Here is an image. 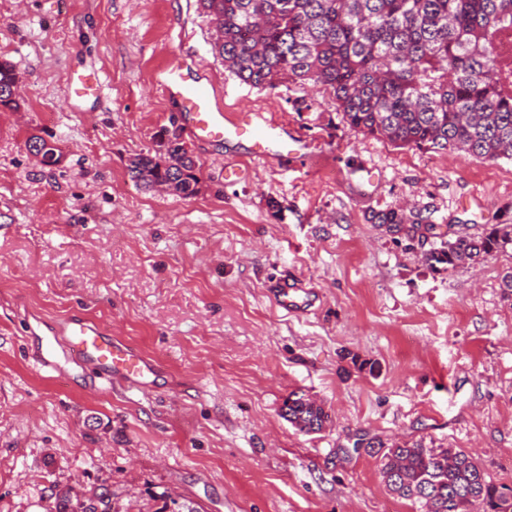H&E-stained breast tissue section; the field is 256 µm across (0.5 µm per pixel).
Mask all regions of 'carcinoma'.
I'll list each match as a JSON object with an SVG mask.
<instances>
[{"instance_id": "carcinoma-1", "label": "carcinoma", "mask_w": 512, "mask_h": 512, "mask_svg": "<svg viewBox=\"0 0 512 512\" xmlns=\"http://www.w3.org/2000/svg\"><path fill=\"white\" fill-rule=\"evenodd\" d=\"M215 31L212 51L225 68L254 87L282 80L330 89L349 130L396 147L455 150L484 160L512 162V60L501 52V33L512 29V0H197ZM18 73L0 62V107L16 109ZM128 173L137 186L174 185L197 192L196 164L183 141L137 154ZM396 229H417L421 217L399 209L373 216ZM512 245V224L482 236L458 235L429 260L448 269L476 265ZM288 421L305 432L329 422L324 407L298 397ZM368 446L394 496L424 512H512V488L487 480L461 448L445 456L416 440Z\"/></svg>"}]
</instances>
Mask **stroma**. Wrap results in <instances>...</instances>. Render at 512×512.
<instances>
[{
  "label": "stroma",
  "instance_id": "1",
  "mask_svg": "<svg viewBox=\"0 0 512 512\" xmlns=\"http://www.w3.org/2000/svg\"><path fill=\"white\" fill-rule=\"evenodd\" d=\"M211 41L196 0H0L21 104L0 107V512L102 484L123 512H155L162 492L203 512H419L355 450L362 436L464 449L512 487V247L449 271L426 260L442 237L512 224V163L350 131L331 90L242 83ZM175 52L227 117L275 118L313 158L189 142L156 81ZM93 69L106 104L69 106L70 79ZM172 133L199 164L190 197L128 174ZM33 136L61 164L34 158ZM402 207L435 235L370 221ZM283 276L317 292L309 314L272 305ZM75 310L158 360V379L96 389L73 365L46 372L27 317ZM294 392L325 407L324 430L288 422Z\"/></svg>",
  "mask_w": 512,
  "mask_h": 512
}]
</instances>
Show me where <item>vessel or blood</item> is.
Wrapping results in <instances>:
<instances>
[{
	"instance_id": "1",
	"label": "vessel or blood",
	"mask_w": 512,
	"mask_h": 512,
	"mask_svg": "<svg viewBox=\"0 0 512 512\" xmlns=\"http://www.w3.org/2000/svg\"><path fill=\"white\" fill-rule=\"evenodd\" d=\"M156 78L166 96L181 104L186 129L193 141L214 142L230 135L249 141L258 157L270 155L273 146L278 145L280 125L274 120H262L256 114L242 112L235 121H227L216 103L213 88L185 56L171 55ZM102 86L97 72L78 75L68 88L67 101L73 104L100 99ZM269 295L277 308L288 313L301 311L312 302L311 290L297 279L276 281L270 286ZM28 333L38 337L41 344V367L53 372L61 371L66 362L90 365L107 381L140 384L158 369L157 363L142 355L134 345L115 338L83 312L55 321L36 319Z\"/></svg>"
}]
</instances>
